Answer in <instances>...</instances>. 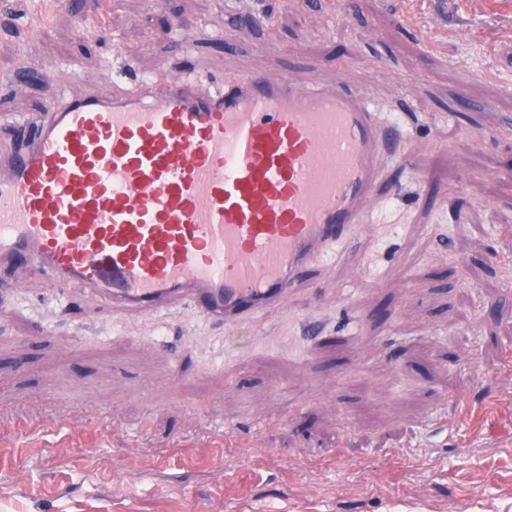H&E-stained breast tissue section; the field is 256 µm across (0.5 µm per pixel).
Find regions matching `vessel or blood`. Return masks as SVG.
<instances>
[{"instance_id": "obj_1", "label": "vessel or blood", "mask_w": 512, "mask_h": 512, "mask_svg": "<svg viewBox=\"0 0 512 512\" xmlns=\"http://www.w3.org/2000/svg\"><path fill=\"white\" fill-rule=\"evenodd\" d=\"M0 152V266L151 313L187 301L240 327L287 305L351 229L402 137L367 99L246 74L101 94L20 124Z\"/></svg>"}]
</instances>
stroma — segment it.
Returning a JSON list of instances; mask_svg holds the SVG:
<instances>
[{
    "label": "stroma",
    "mask_w": 512,
    "mask_h": 512,
    "mask_svg": "<svg viewBox=\"0 0 512 512\" xmlns=\"http://www.w3.org/2000/svg\"><path fill=\"white\" fill-rule=\"evenodd\" d=\"M84 2L0 0V149L58 97L291 71L410 164L243 327L0 269V512H512V0Z\"/></svg>",
    "instance_id": "1"
}]
</instances>
